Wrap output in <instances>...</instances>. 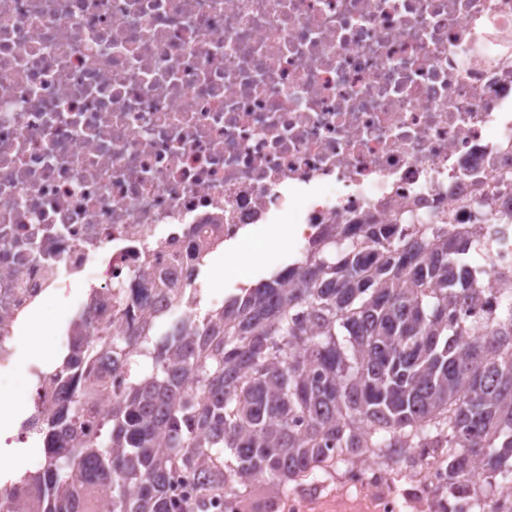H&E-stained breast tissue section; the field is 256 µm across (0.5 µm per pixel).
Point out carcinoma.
<instances>
[{
  "label": "carcinoma",
  "instance_id": "obj_1",
  "mask_svg": "<svg viewBox=\"0 0 512 512\" xmlns=\"http://www.w3.org/2000/svg\"><path fill=\"white\" fill-rule=\"evenodd\" d=\"M500 173L456 211L426 222L341 224L220 309L192 316L198 289L160 282L171 311L111 329L77 355L146 358L112 402L106 440L45 415L40 471L14 482L3 512H211L256 489L272 501L356 460L402 469L439 460L441 512H512V294L495 310L463 257L497 242L476 228ZM103 392L87 371L82 404ZM198 474L190 497L174 475Z\"/></svg>",
  "mask_w": 512,
  "mask_h": 512
}]
</instances>
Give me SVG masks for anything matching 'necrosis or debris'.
<instances>
[{"mask_svg":"<svg viewBox=\"0 0 512 512\" xmlns=\"http://www.w3.org/2000/svg\"><path fill=\"white\" fill-rule=\"evenodd\" d=\"M512 170V0H0V371L51 297L85 319L142 321L184 283L192 248L258 224L426 217ZM512 192L481 233L489 300L512 264ZM70 400L79 364L30 367L31 413L0 447L40 436L44 410L101 438L129 368ZM373 512H401L391 473L341 475Z\"/></svg>","mask_w":512,"mask_h":512,"instance_id":"necrosis-or-debris-1","label":"necrosis or debris"}]
</instances>
